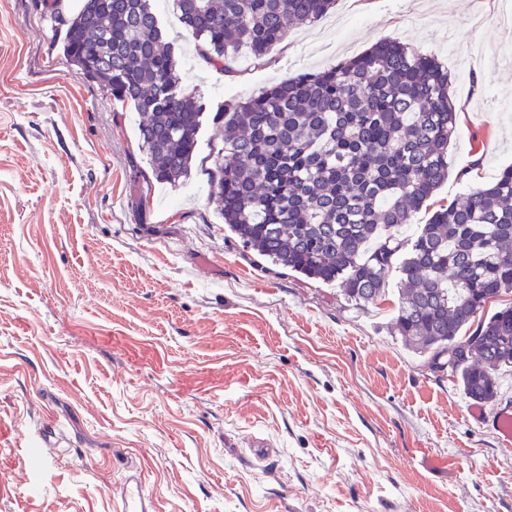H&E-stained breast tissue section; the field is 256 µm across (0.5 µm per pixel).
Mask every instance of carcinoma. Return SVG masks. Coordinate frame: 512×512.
Returning a JSON list of instances; mask_svg holds the SVG:
<instances>
[{
    "mask_svg": "<svg viewBox=\"0 0 512 512\" xmlns=\"http://www.w3.org/2000/svg\"><path fill=\"white\" fill-rule=\"evenodd\" d=\"M203 44L202 59L233 76L242 50L258 63L293 22H316L336 0H174ZM63 54L85 77L134 107L154 179L176 186L192 171L205 105L182 89L173 44L150 0H80ZM448 70L384 40L319 72L286 79L215 112L211 192L229 233L272 265L326 285L366 309L398 273L393 330L488 406L512 368V165L492 183L441 205L403 235L448 178L456 129ZM468 357L448 364V342Z\"/></svg>",
    "mask_w": 512,
    "mask_h": 512,
    "instance_id": "1",
    "label": "carcinoma"
}]
</instances>
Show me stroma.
Instances as JSON below:
<instances>
[{
    "mask_svg": "<svg viewBox=\"0 0 512 512\" xmlns=\"http://www.w3.org/2000/svg\"><path fill=\"white\" fill-rule=\"evenodd\" d=\"M78 5L0 0V512H114L132 470L155 512H512V446L393 336L394 297L356 308L225 231L215 126L155 182L135 109L63 56L50 13ZM152 8L207 112L395 39L451 77L436 201L512 165V0H337L232 77Z\"/></svg>",
    "mask_w": 512,
    "mask_h": 512,
    "instance_id": "stroma-1",
    "label": "stroma"
}]
</instances>
